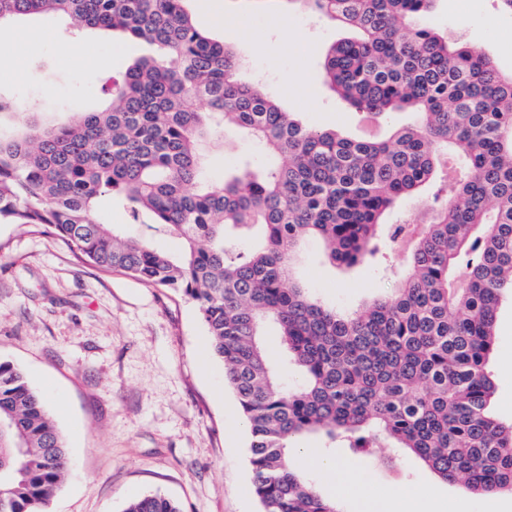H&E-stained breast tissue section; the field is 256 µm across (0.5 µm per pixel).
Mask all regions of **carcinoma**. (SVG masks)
<instances>
[{
    "instance_id": "carcinoma-1",
    "label": "carcinoma",
    "mask_w": 512,
    "mask_h": 512,
    "mask_svg": "<svg viewBox=\"0 0 512 512\" xmlns=\"http://www.w3.org/2000/svg\"><path fill=\"white\" fill-rule=\"evenodd\" d=\"M185 2L0 0V20L56 13L155 51L104 90L101 109L0 134V223L195 303L249 433L261 512H343L296 452L312 434L324 453L346 446L392 468L406 451L476 495L512 493V423L493 412L488 371L512 296V73L464 35L417 24L436 0H287L356 31L324 61L356 112L420 117L387 139L347 138L242 82L233 48L197 30ZM30 110L0 95V114ZM228 125L270 161L213 185L202 147ZM104 196L180 253L99 221ZM413 197L424 222L399 245L394 224L408 220L385 217ZM309 238L347 267L395 262L394 288L354 311L322 302L295 274ZM268 325L295 386L263 347ZM69 464L42 395L0 360V512H44ZM124 512L182 510L154 494Z\"/></svg>"
}]
</instances>
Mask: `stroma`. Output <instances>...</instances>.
<instances>
[{
	"label": "stroma",
	"instance_id": "obj_1",
	"mask_svg": "<svg viewBox=\"0 0 512 512\" xmlns=\"http://www.w3.org/2000/svg\"><path fill=\"white\" fill-rule=\"evenodd\" d=\"M223 25H213L197 0L187 7L195 26L232 45L243 60L240 77L306 123L362 137L354 108L324 78L327 49L350 29L286 9L283 0H219ZM286 16L294 33L283 42L268 15ZM425 24L439 31L465 25L468 42L512 72V49L496 33L512 15L495 0H472L458 15L454 0H438ZM66 17L40 14L0 23V94L35 102L43 120L68 124L100 109L103 83L121 77L143 53L135 41L88 30L65 39ZM303 73L305 94L290 93L289 76ZM206 174L266 161L256 141L233 133L207 148ZM297 273L326 303L356 309L388 291L381 271L333 267L319 240L304 246ZM0 360L19 366L44 396L66 439L70 465L49 512H123L128 501L160 494L182 512H260L252 493L249 437L224 366L209 351L196 305L131 275L105 272L77 258L48 233L0 224ZM498 417L512 421V298L499 306L489 363ZM340 466L363 486L355 494L338 476L314 471L345 512H366L394 492L437 490L439 512H512V494H472L463 483L438 480L412 456L386 471L349 449H335Z\"/></svg>",
	"mask_w": 512,
	"mask_h": 512
}]
</instances>
